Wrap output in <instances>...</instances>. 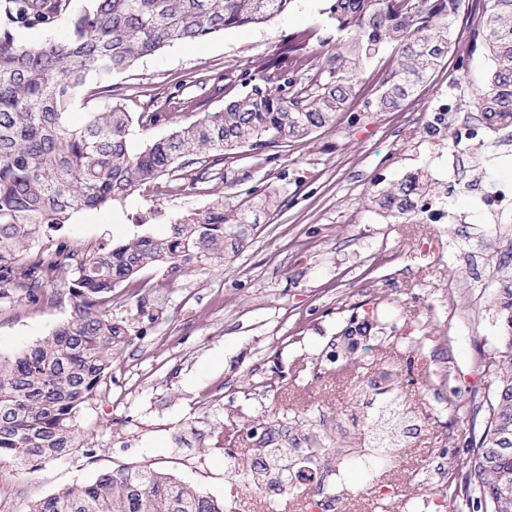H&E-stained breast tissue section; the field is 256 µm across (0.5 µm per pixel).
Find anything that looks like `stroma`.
<instances>
[{
  "mask_svg": "<svg viewBox=\"0 0 512 512\" xmlns=\"http://www.w3.org/2000/svg\"><path fill=\"white\" fill-rule=\"evenodd\" d=\"M326 0H297L265 25L228 29L176 43L114 77L115 99L132 112H175L189 123L223 108L226 85L257 67L288 33L319 25L326 50L338 41ZM393 61L384 52L362 74L361 96L333 126L257 156L242 149L224 163L223 178L191 193L140 190L123 202L74 214L63 233L76 243L118 242L135 219L152 213L149 229L214 195L242 200L247 190L277 193L286 204L259 212L236 256L175 279L143 271L140 286L119 288L115 317L131 326L112 361V379L81 410L82 453L35 470L0 469V512H27L30 502L85 483L119 465H149L202 493L222 498L229 512H485L459 495L460 462L484 428L474 413L493 388L482 359L498 355L512 333L497 315L491 281L512 286V253L502 247L491 216L461 224H393L372 211L376 182L425 169L443 173L448 204L471 199L475 171L485 178L512 167V125L495 143L456 150L431 145L423 115L434 91L481 89L491 67L457 46L426 84L392 112L365 110ZM68 303L0 302V357L9 359L67 321ZM370 319L379 333L359 339L351 370L334 372L328 358L340 332ZM424 337L420 354L405 338ZM397 367L400 403L413 430L392 458L379 461L366 484L358 456L341 457L325 484L306 481L300 496L279 491L268 471L260 494L228 473V456L254 460L249 429L282 414L306 417V430L336 454L361 425L380 369Z\"/></svg>",
  "mask_w": 512,
  "mask_h": 512,
  "instance_id": "1",
  "label": "stroma"
}]
</instances>
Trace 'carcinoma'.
<instances>
[{
	"mask_svg": "<svg viewBox=\"0 0 512 512\" xmlns=\"http://www.w3.org/2000/svg\"><path fill=\"white\" fill-rule=\"evenodd\" d=\"M295 0H89L70 18L69 32L38 44L17 42L11 26H50L67 0H4L9 26L0 28V300L61 303L69 320L51 336L11 360L0 361V468L36 466L78 453L76 418L110 376L112 355L128 341L130 324L112 316L116 287L147 267L174 276L205 269L236 255L257 212L282 206L277 195L234 202L219 196L201 212L189 211L156 235L143 229L111 246L75 244L60 234L73 214L123 202L151 185L160 195L197 190L221 174L236 150H263L308 137L335 124L358 93L366 66L392 48L369 110L398 109L446 62L459 20L479 12L470 51H485L493 70L472 97L482 117L512 125V0H328L326 13L343 37L340 51L320 52L315 27L288 34L260 65L241 74L243 92L218 112L181 124L176 112H130L112 102V78L177 42L226 29L267 23ZM107 99L101 112L73 109L90 96ZM169 124L173 131L136 154L128 149L133 122ZM443 201L438 186L419 170L373 192L369 203L395 223H418L416 205ZM52 242L50 252L33 249ZM496 307L512 335V288L496 291ZM364 321L343 330L351 356L353 336H369ZM494 395L486 401L485 426L473 446L465 476L467 497L476 494L488 512H512V339L484 365ZM384 386L363 416L360 435L374 454L400 447L378 438L387 418L400 416L397 376L381 372ZM259 452L290 492L302 460L274 446L265 429ZM229 469L257 491V465L236 459ZM28 512H226L224 501L174 481L148 465H120L94 480L47 495Z\"/></svg>",
	"mask_w": 512,
	"mask_h": 512,
	"instance_id": "obj_1",
	"label": "carcinoma"
}]
</instances>
